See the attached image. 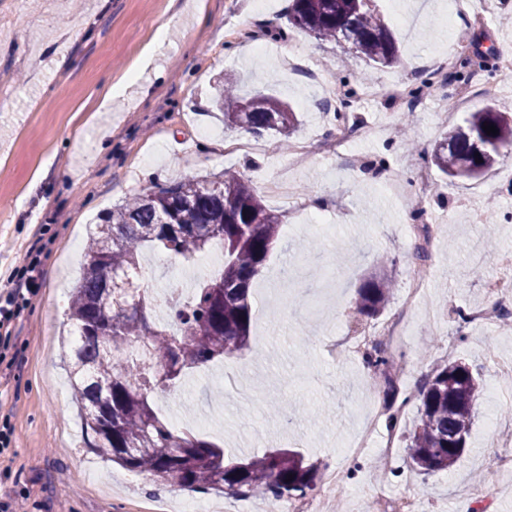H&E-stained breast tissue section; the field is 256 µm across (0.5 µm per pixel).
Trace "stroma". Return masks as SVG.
I'll return each instance as SVG.
<instances>
[{
    "label": "stroma",
    "mask_w": 512,
    "mask_h": 512,
    "mask_svg": "<svg viewBox=\"0 0 512 512\" xmlns=\"http://www.w3.org/2000/svg\"><path fill=\"white\" fill-rule=\"evenodd\" d=\"M377 5L400 48L401 60L391 67L369 65L348 44L295 30L282 41L266 38L265 29L286 26L288 0H267L263 8L256 0H81L77 7L71 0H0V287L30 254L42 270L38 295L0 351V423L13 429L9 451L0 454V495L24 491L31 512H165L188 498V491L156 485L86 448L59 336L68 328V292L84 262V242L100 215L155 185L217 181L228 170L240 172L264 205L284 216L253 280L252 351L190 372L177 404L160 412L236 455L292 448L331 466L387 397L362 359L333 356L325 344L347 322L379 256L393 259L394 283L389 303L370 319L374 325L399 310L416 260L406 235L413 212L386 192L377 167L383 161L438 229L425 302L442 317L430 323L420 312L406 316L385 338L397 351L399 388L418 392L433 367L462 361L477 370L484 393L453 470L419 473L401 437L391 457L347 462L335 499L340 512H362L356 494L373 487L415 493L422 512H474L468 492L483 482L491 489L485 512H512V472L492 469L496 450L486 431L491 410L499 432L512 433V414L486 395L495 383L512 387V374L496 366L512 360V327L499 322L484 332L446 316L449 305L482 304L487 282L501 272L499 256L512 253V153L480 180L447 178L431 163L437 141L468 113L492 103L512 115V85L495 73L497 55L512 53V25L501 23L512 15V0ZM456 42L484 65L447 76V93L459 83L471 87L454 111L437 97L403 110L386 98L360 96L350 110L374 134L350 149L314 153L296 166L276 138L264 135L258 150L224 152L225 143L250 134L225 127L215 95L222 78L289 102L300 119L295 141L328 140L337 122L326 86L335 77L357 90L412 86L429 79L433 56L451 57ZM291 45L307 71L280 69L279 56ZM135 66L136 85L101 111L109 86ZM424 169L434 185L425 198L418 180ZM274 182L310 198L317 221L285 213L269 189ZM489 225L498 240L479 263L468 240ZM284 395L300 411L267 413V404Z\"/></svg>",
    "instance_id": "stroma-1"
}]
</instances>
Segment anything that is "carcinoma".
<instances>
[{"instance_id": "carcinoma-1", "label": "carcinoma", "mask_w": 512, "mask_h": 512, "mask_svg": "<svg viewBox=\"0 0 512 512\" xmlns=\"http://www.w3.org/2000/svg\"><path fill=\"white\" fill-rule=\"evenodd\" d=\"M290 28L317 39L347 43L365 61L391 66L399 47L375 0H290ZM224 124L274 135L282 148L296 131L291 107L268 94L239 95L228 78L217 85ZM498 133L487 134L484 124ZM512 151V122L492 105L472 113L466 127L448 131L433 152L449 177L477 178ZM483 162H478V159ZM282 215L264 206L242 175L216 182L187 178L157 185L112 210L86 246L83 273L67 316L73 327L68 362L87 448L105 461L147 473L163 484L233 497L280 501L303 497L323 481L321 465L286 448L237 457L189 431L178 432L155 408L190 370L250 351L249 289L278 236ZM224 245V266L196 281L187 303L171 301L170 321L153 317L152 299L130 287L143 254L157 250L189 263L213 240ZM389 258L358 288L354 317L370 316L389 301ZM366 363L394 390L395 361L374 349ZM109 395H102V387ZM482 390L463 362L433 368L419 391V415L406 442L423 474L451 469L465 453Z\"/></svg>"}]
</instances>
